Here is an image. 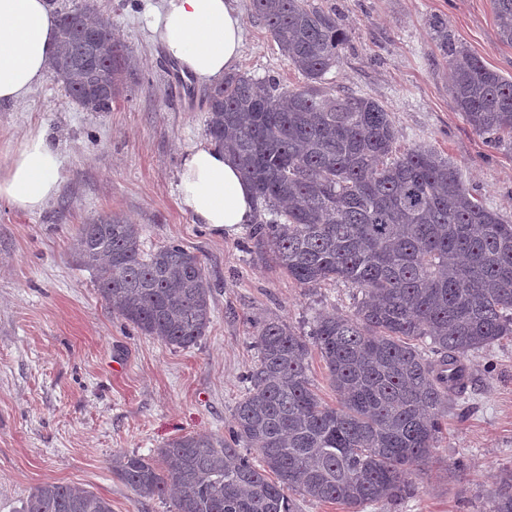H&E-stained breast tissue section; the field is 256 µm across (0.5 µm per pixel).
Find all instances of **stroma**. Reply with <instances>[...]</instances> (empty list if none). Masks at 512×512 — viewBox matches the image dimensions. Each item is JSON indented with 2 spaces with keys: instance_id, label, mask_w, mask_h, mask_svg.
Returning a JSON list of instances; mask_svg holds the SVG:
<instances>
[{
  "instance_id": "35a3bbf8",
  "label": "stroma",
  "mask_w": 512,
  "mask_h": 512,
  "mask_svg": "<svg viewBox=\"0 0 512 512\" xmlns=\"http://www.w3.org/2000/svg\"><path fill=\"white\" fill-rule=\"evenodd\" d=\"M112 17L134 71L108 112L78 108L52 79L23 101L0 103V163L41 134L66 158L58 194L29 212L0 200V512H21L46 482L85 487L112 512H170L115 474L117 452L156 456L184 435H228L257 362L255 328L277 317L310 332L319 313H350L351 288H307L260 253L249 228L234 235L193 223L177 198L187 152L206 143V86L184 78L150 30L161 0H96ZM335 10L349 33L331 91L387 109L398 143L425 144L461 166L472 193L512 223V149L471 129L448 94V58L437 37L512 76V46L497 38L491 0H312ZM238 72L288 88L304 78L238 0ZM112 215L141 230L144 251L181 244L199 256L212 289V322L181 349L142 334L100 298L78 267V225ZM459 397L416 494L365 512H478L512 470V338L470 363Z\"/></svg>"
}]
</instances>
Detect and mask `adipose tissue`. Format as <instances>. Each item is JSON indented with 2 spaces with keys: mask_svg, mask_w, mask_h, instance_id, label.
Instances as JSON below:
<instances>
[{
  "mask_svg": "<svg viewBox=\"0 0 512 512\" xmlns=\"http://www.w3.org/2000/svg\"><path fill=\"white\" fill-rule=\"evenodd\" d=\"M236 3L162 0L153 31L199 84L223 79L240 59L243 26ZM57 33L58 18L48 0H0V102L24 99L46 78ZM65 162L43 135L30 137L0 164V199L41 210L58 194ZM177 195L194 223L220 233H237L255 220L250 183L232 158L210 145L184 157Z\"/></svg>",
  "mask_w": 512,
  "mask_h": 512,
  "instance_id": "ef3b65f1",
  "label": "adipose tissue"
}]
</instances>
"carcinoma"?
<instances>
[{
	"mask_svg": "<svg viewBox=\"0 0 512 512\" xmlns=\"http://www.w3.org/2000/svg\"><path fill=\"white\" fill-rule=\"evenodd\" d=\"M491 3L499 40L512 46V0ZM252 10L305 84L224 75L205 94V135L238 162L272 215L252 225L257 246L307 288H352L354 309L320 314L306 335L265 320L232 437L185 435L156 460L119 452L112 470L141 498L175 493L171 512H293L296 496L347 512L394 505L428 471L470 356L512 336V224L473 195L452 160L422 145L398 148L377 101L324 90L348 41L335 11L309 0H252ZM441 46L458 111L490 145H511L512 77L448 43L445 30ZM129 68L95 0L58 11L50 75L75 105L112 111ZM75 252L104 301L145 335L182 349L205 335L211 287L194 253L176 243L146 253L138 226L118 217L80 225ZM314 352L334 405L309 375ZM23 512H112V504L50 483ZM480 512H512V471Z\"/></svg>",
	"mask_w": 512,
	"mask_h": 512,
	"instance_id": "1",
	"label": "carcinoma"
}]
</instances>
